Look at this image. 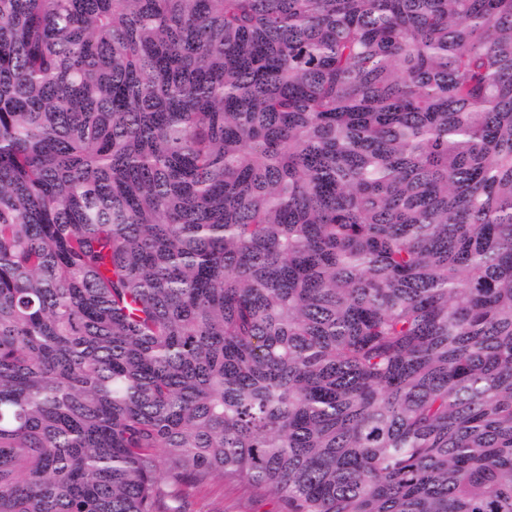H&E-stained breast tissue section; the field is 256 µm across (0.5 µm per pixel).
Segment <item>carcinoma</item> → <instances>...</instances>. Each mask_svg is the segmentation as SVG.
I'll list each match as a JSON object with an SVG mask.
<instances>
[{
	"instance_id": "cac0c4a2",
	"label": "carcinoma",
	"mask_w": 512,
	"mask_h": 512,
	"mask_svg": "<svg viewBox=\"0 0 512 512\" xmlns=\"http://www.w3.org/2000/svg\"><path fill=\"white\" fill-rule=\"evenodd\" d=\"M512 512V0H0V512ZM191 512H280L278 500L261 491L224 479L212 480L187 491Z\"/></svg>"
}]
</instances>
